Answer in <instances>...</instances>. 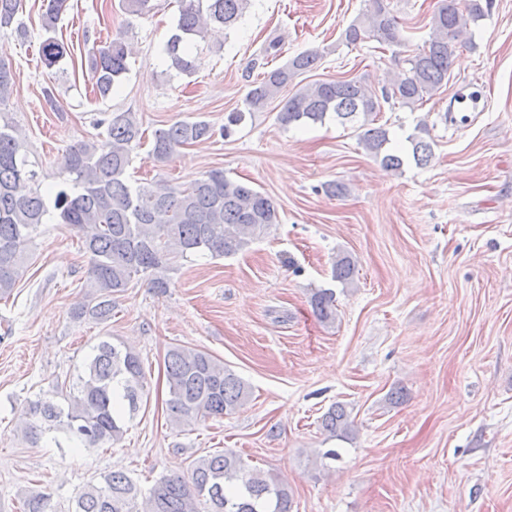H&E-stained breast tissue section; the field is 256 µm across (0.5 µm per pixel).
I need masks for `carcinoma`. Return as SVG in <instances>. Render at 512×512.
I'll return each mask as SVG.
<instances>
[{"label": "carcinoma", "instance_id": "obj_1", "mask_svg": "<svg viewBox=\"0 0 512 512\" xmlns=\"http://www.w3.org/2000/svg\"><path fill=\"white\" fill-rule=\"evenodd\" d=\"M65 0H48L41 18L47 34L38 47L40 62L52 69L71 56L68 43L53 35ZM150 0H120L125 14L141 17ZM248 0H181L174 33L166 44L171 66L193 69L188 44L205 39L214 28H230L243 15ZM365 12L343 32L348 45L366 40L394 47L407 40L406 26L387 0H366ZM490 0H437L429 20V38L423 48L406 59L408 68L376 90L362 79L318 81L300 88L284 101L277 121L322 123L328 114L359 132L360 142L381 164L400 171L408 161L419 166L432 158V146L412 141L409 154L389 153L388 130L375 125L383 104L413 107L430 100L448 84L458 48L470 43L466 34L484 19ZM22 0H0V30L27 31L17 16ZM130 43L123 32L102 44H93L87 65L96 93L113 94L127 72ZM318 51L302 52L285 65L263 74L245 97V107L232 111L224 126L215 129L206 120H178L152 133L151 159L170 160L177 149L220 135L230 137L246 115L262 112L282 90L317 68ZM14 88V77L0 63V106ZM96 126L104 132L69 146L61 162L59 181L42 187L37 162L30 160L25 139L8 115L0 111V299L8 298L26 270L25 249L39 227L52 218L83 232L82 250L89 255L85 287L88 302L72 312L75 319L103 323L112 319V296L144 278L159 293L169 288V272L180 260L198 253L235 256L264 237L279 223L272 199L261 191L213 169L185 187L163 181L133 185L127 170L132 152L141 143L136 113L110 112ZM354 261L340 256L332 278L342 284L353 279ZM314 315L322 322L336 319V293L331 288L310 297ZM164 375L168 421L181 428L207 419L222 418L239 409L249 386L211 354L185 346L167 351ZM150 387L139 353L107 336L93 345L76 381L64 384L50 397L28 401L18 427L24 439L35 443L45 433L64 436L78 450L103 448L120 441L126 424L147 406ZM331 436L350 429L345 407L337 403L321 417ZM101 485L76 492L74 512H292L288 485L270 473L249 467L226 450L202 456L190 474L162 478L147 496L121 471L101 476Z\"/></svg>", "mask_w": 512, "mask_h": 512}]
</instances>
